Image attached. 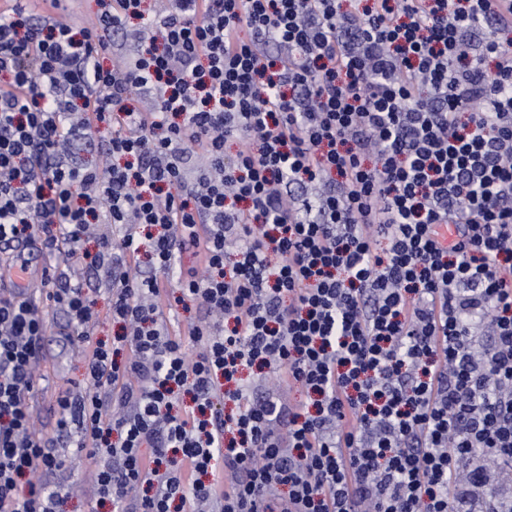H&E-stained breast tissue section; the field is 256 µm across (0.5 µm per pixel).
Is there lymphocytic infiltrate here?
<instances>
[{
    "mask_svg": "<svg viewBox=\"0 0 512 512\" xmlns=\"http://www.w3.org/2000/svg\"><path fill=\"white\" fill-rule=\"evenodd\" d=\"M143 2L0 15L6 274L35 243L104 270L127 349L57 271L0 293V512H57L72 464L31 428L57 314L84 374L56 428L113 512H512V0H168L128 56ZM171 299L205 320L171 332ZM99 0H59L58 7L51 12L71 21L76 27L88 26L99 10Z\"/></svg>",
    "mask_w": 512,
    "mask_h": 512,
    "instance_id": "lymphocytic-infiltrate-1",
    "label": "lymphocytic infiltrate"
}]
</instances>
